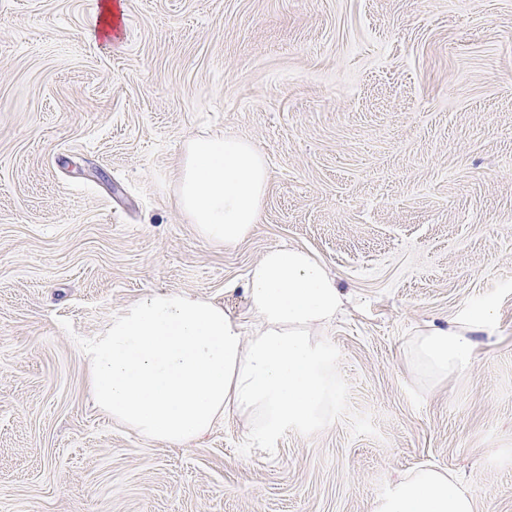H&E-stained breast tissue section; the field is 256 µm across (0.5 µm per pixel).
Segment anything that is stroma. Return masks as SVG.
Masks as SVG:
<instances>
[{
  "mask_svg": "<svg viewBox=\"0 0 512 512\" xmlns=\"http://www.w3.org/2000/svg\"><path fill=\"white\" fill-rule=\"evenodd\" d=\"M0 0V512H371L398 474L512 512V0ZM252 142L271 185L229 247L176 205L186 143ZM274 246L348 297L323 426L229 418L173 447L92 403L84 345L145 291L238 310ZM494 310L463 373L407 360Z\"/></svg>",
  "mask_w": 512,
  "mask_h": 512,
  "instance_id": "obj_1",
  "label": "stroma"
}]
</instances>
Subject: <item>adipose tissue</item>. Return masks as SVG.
<instances>
[{
    "label": "adipose tissue",
    "instance_id": "obj_1",
    "mask_svg": "<svg viewBox=\"0 0 512 512\" xmlns=\"http://www.w3.org/2000/svg\"><path fill=\"white\" fill-rule=\"evenodd\" d=\"M270 185L265 155L251 142L217 136L187 143L176 203L205 241L233 246L258 224ZM245 307L152 289L114 310L87 346L94 406L136 434L170 445L202 440L224 418L252 436L322 425L336 396V359L324 334L344 307L325 264L300 248H269L244 287ZM485 308L413 336L410 363L444 377L474 358L472 333L489 330ZM372 512H474L451 474L421 469L395 482Z\"/></svg>",
    "mask_w": 512,
    "mask_h": 512
}]
</instances>
